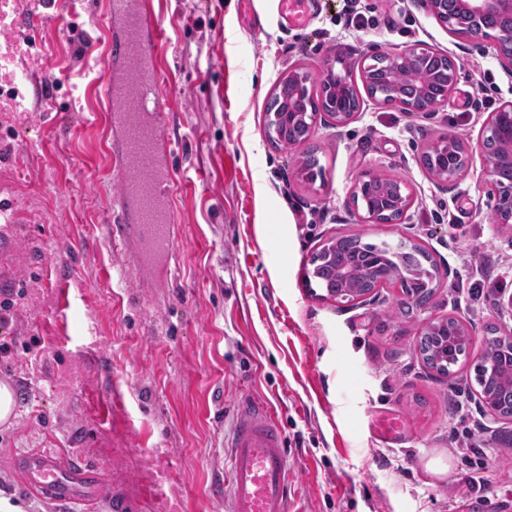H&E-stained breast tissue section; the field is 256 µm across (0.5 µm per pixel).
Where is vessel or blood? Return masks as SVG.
Here are the masks:
<instances>
[{
    "label": "vessel or blood",
    "mask_w": 512,
    "mask_h": 512,
    "mask_svg": "<svg viewBox=\"0 0 512 512\" xmlns=\"http://www.w3.org/2000/svg\"><path fill=\"white\" fill-rule=\"evenodd\" d=\"M105 16L111 37L97 86L106 103L112 177L121 186L120 222L110 231L118 240L135 239L143 262L164 267L180 240L159 63L165 27L149 0H106ZM231 448L226 512H288L290 468L275 412L244 401ZM15 465L27 489L83 512H95L108 488L103 471L79 462L29 453Z\"/></svg>",
    "instance_id": "b4317fda"
}]
</instances>
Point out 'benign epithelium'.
I'll return each instance as SVG.
<instances>
[{"instance_id": "1", "label": "benign epithelium", "mask_w": 512, "mask_h": 512, "mask_svg": "<svg viewBox=\"0 0 512 512\" xmlns=\"http://www.w3.org/2000/svg\"><path fill=\"white\" fill-rule=\"evenodd\" d=\"M425 9L440 20L452 34L479 41H494L501 67L512 74V0H422ZM439 52L423 47H410L395 53L361 52L350 61L341 52L322 71L319 83L327 105L314 99L307 92L311 76L301 69L288 72V111L280 110L267 114L265 137L273 141L271 129L288 121L291 126L304 124L310 128L318 125L342 127L358 116L350 108L352 100L360 96L359 88L346 80L342 85L334 84L335 73L350 75L353 69L361 71L366 90L385 96L384 105L402 112H431L443 103L452 90L461 66L459 58L444 54L447 62L441 75L425 74L419 85L410 89L404 81L417 78L414 69L429 56ZM442 82L444 94L431 98L433 85ZM480 150L485 157L484 184L488 193L496 199L493 221L496 224H512V101L501 104L496 111L488 113L480 138ZM427 152L449 159L444 170L436 175L437 180L452 187L464 175L469 166V152L456 136L444 138L428 147ZM414 205L408 184L395 177L386 178L373 170L362 172L352 188L349 198L351 214L360 224H399ZM328 280L339 284L336 302L351 306L373 302L379 298V290L385 282L380 281L365 288L351 289L349 272L344 267L331 265L326 269ZM449 327L444 333L441 348L448 354L457 348L470 350L473 328L465 320L450 316L441 321ZM501 344L508 356L502 367L485 368L489 378L499 381L502 396L512 399V329L502 332L496 328L487 330ZM482 410L494 417L512 423V411L498 398L479 393Z\"/></svg>"}]
</instances>
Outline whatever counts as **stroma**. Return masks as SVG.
<instances>
[{
    "mask_svg": "<svg viewBox=\"0 0 512 512\" xmlns=\"http://www.w3.org/2000/svg\"><path fill=\"white\" fill-rule=\"evenodd\" d=\"M279 0H153L167 28L165 113L179 181L181 247L168 270L146 269L138 247L109 243L119 184L108 157L95 78L104 0H55L48 22L19 40L12 67L41 80L42 98L13 106L0 85V303L17 304L0 382L16 387L0 424V497L24 512H81L30 494L12 466L25 451L69 453L105 471L139 512H224L237 407L268 404L284 434L293 512H512V430L479 407L475 365L497 297L512 294V228L494 224L477 151L489 111L512 100V76L492 40L450 34L420 0H315L291 25ZM376 28L349 26L355 14ZM458 57L445 103L409 114L363 95L346 126L315 127L307 145L264 135L274 88L289 69L319 76L344 47L411 46ZM488 99L479 111L467 100ZM454 135L472 145L468 172L440 188L421 162ZM324 176L299 171L305 146ZM367 167L406 180L404 224H358L348 208ZM410 242L446 277L425 313L399 312V287L372 304L339 307L306 288L304 271L330 236ZM68 275L60 298L54 274ZM482 286L470 299L462 282ZM457 316L476 337L453 377L426 369L427 321ZM116 396L100 413L95 399ZM477 446L492 475L471 490Z\"/></svg>",
    "mask_w": 512,
    "mask_h": 512,
    "instance_id": "stroma-1",
    "label": "stroma"
}]
</instances>
